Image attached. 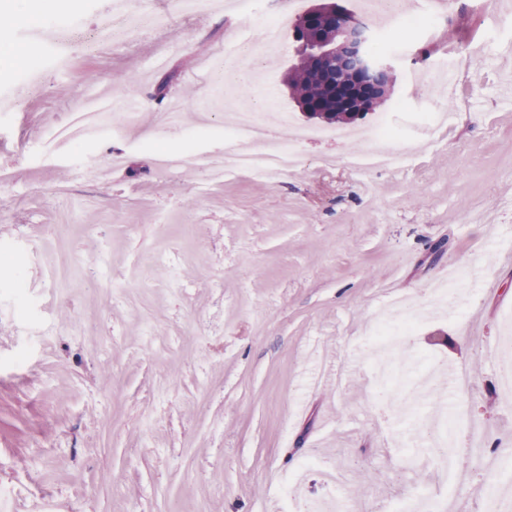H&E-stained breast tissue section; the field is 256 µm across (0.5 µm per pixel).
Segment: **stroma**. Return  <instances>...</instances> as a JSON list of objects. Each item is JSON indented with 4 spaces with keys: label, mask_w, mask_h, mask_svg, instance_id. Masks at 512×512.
I'll list each match as a JSON object with an SVG mask.
<instances>
[{
    "label": "stroma",
    "mask_w": 512,
    "mask_h": 512,
    "mask_svg": "<svg viewBox=\"0 0 512 512\" xmlns=\"http://www.w3.org/2000/svg\"><path fill=\"white\" fill-rule=\"evenodd\" d=\"M36 0H0V40L34 44L39 80L0 77V499L14 512H293L327 494L319 463L344 470L361 512H393L422 489L440 512H475L502 458L471 453L468 479L421 475L428 455L395 418L397 369L373 386L369 329L391 313L419 322L399 358L466 372L464 413L481 438L512 440V0L478 19L452 0L436 33L402 30L405 54L373 114L454 111L417 129L400 168L354 169L362 140L305 143L295 173L213 178L235 112L209 56L244 17L230 7L184 20L177 0H138L158 18L131 45L55 50ZM258 63L237 102L274 99L316 128L286 84L295 25ZM472 52L454 89L413 83L418 54ZM136 100L105 133L70 130L82 96ZM175 151L166 170L158 152ZM483 267L481 279H456Z\"/></svg>",
    "instance_id": "stroma-1"
}]
</instances>
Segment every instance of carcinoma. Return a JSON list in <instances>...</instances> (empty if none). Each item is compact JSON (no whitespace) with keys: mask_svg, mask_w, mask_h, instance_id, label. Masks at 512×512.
Masks as SVG:
<instances>
[{"mask_svg":"<svg viewBox=\"0 0 512 512\" xmlns=\"http://www.w3.org/2000/svg\"><path fill=\"white\" fill-rule=\"evenodd\" d=\"M336 28V19L327 16L323 27L306 26L300 22L295 27L296 40L300 42L301 57L288 75V86L293 91L302 112L310 117L327 120V123H352L365 117L383 101V94L392 82L389 71H380L373 77L377 89L363 99L364 110L357 115L348 112L342 101L350 91V70L353 61L343 59L335 62L330 49L335 46L332 34ZM326 54H320V51Z\"/></svg>","mask_w":512,"mask_h":512,"instance_id":"cac0c4a2","label":"carcinoma"}]
</instances>
